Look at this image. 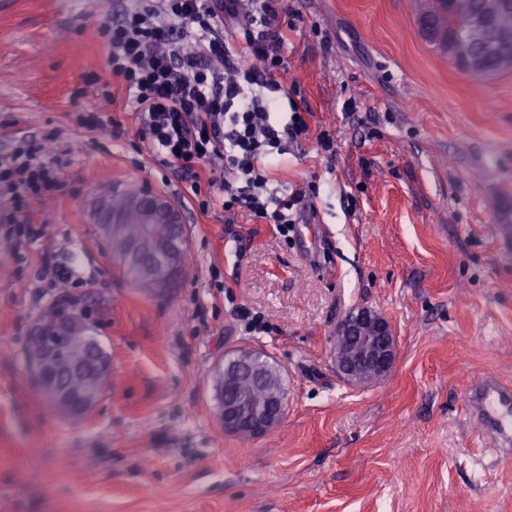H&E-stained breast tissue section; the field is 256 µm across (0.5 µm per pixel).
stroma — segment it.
Instances as JSON below:
<instances>
[{
	"mask_svg": "<svg viewBox=\"0 0 512 512\" xmlns=\"http://www.w3.org/2000/svg\"><path fill=\"white\" fill-rule=\"evenodd\" d=\"M129 0L0 6V150L48 138L46 227L0 259V512H512V462L466 418L481 373L512 381V73H464L408 0H285L278 82L309 132L275 180L315 211L288 235L180 203L140 142L99 34ZM107 112L118 131L98 129ZM332 150H323V139ZM179 203L187 273L150 295L93 222L101 179ZM103 303L112 378L61 419L28 384L27 330L62 293ZM367 307L398 336L391 372H336L337 325ZM283 372L282 421L225 432L211 376L226 349Z\"/></svg>",
	"mask_w": 512,
	"mask_h": 512,
	"instance_id": "stroma-1",
	"label": "stroma"
}]
</instances>
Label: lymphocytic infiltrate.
<instances>
[{
  "instance_id": "1",
  "label": "lymphocytic infiltrate",
  "mask_w": 512,
  "mask_h": 512,
  "mask_svg": "<svg viewBox=\"0 0 512 512\" xmlns=\"http://www.w3.org/2000/svg\"><path fill=\"white\" fill-rule=\"evenodd\" d=\"M282 0H143L104 22L106 67L125 88L136 136L180 171L184 200L221 205L287 234L300 198L273 181L305 117H282L277 74L286 62ZM47 147L34 141L0 152V224L19 242L45 233L24 206L57 190Z\"/></svg>"
}]
</instances>
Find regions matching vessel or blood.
<instances>
[{"label": "vessel or blood", "mask_w": 512, "mask_h": 512, "mask_svg": "<svg viewBox=\"0 0 512 512\" xmlns=\"http://www.w3.org/2000/svg\"><path fill=\"white\" fill-rule=\"evenodd\" d=\"M469 422L479 432L491 434L496 459H512V386L494 374L477 377L467 389Z\"/></svg>", "instance_id": "1"}]
</instances>
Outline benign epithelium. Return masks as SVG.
Returning <instances> with one entry per match:
<instances>
[{
	"mask_svg": "<svg viewBox=\"0 0 512 512\" xmlns=\"http://www.w3.org/2000/svg\"><path fill=\"white\" fill-rule=\"evenodd\" d=\"M510 3L512 0H488L486 10L469 17L466 27L490 25L494 14ZM448 56L472 76H489L486 55L474 50L462 34L449 45ZM127 205L129 213L142 224V236H150L155 224H169L173 233L148 257L140 252L137 241L127 242L120 261L134 271L136 281L146 288L159 291L175 287L185 270V252L178 244L184 231L181 211L163 197L145 191L128 199ZM125 220L126 214L113 210L112 200H106L97 219L101 235H119ZM99 324L94 304L84 296L68 294L41 313L29 328L25 362L30 381L62 418H81L99 403L100 396L86 387H77L89 373L100 380H110L112 361L99 352L95 336ZM336 336L334 361L346 381L358 383L369 372L376 379L390 373L397 356V337L390 322L379 313L368 308L359 310L338 326ZM254 353L256 349L246 345L228 351L224 369L251 370ZM286 402L284 391L267 408L245 415L241 404L224 398L219 403V419L227 432L259 436L279 424Z\"/></svg>",
	"mask_w": 512,
	"mask_h": 512,
	"instance_id": "benign-epithelium-1",
	"label": "benign epithelium"
}]
</instances>
